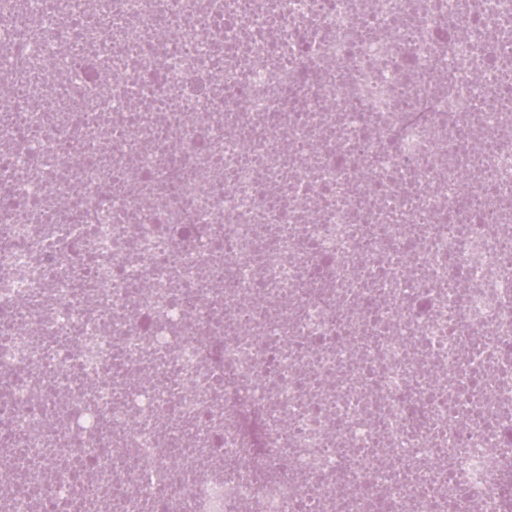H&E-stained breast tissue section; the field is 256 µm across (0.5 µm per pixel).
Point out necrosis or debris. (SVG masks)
Returning <instances> with one entry per match:
<instances>
[{"mask_svg":"<svg viewBox=\"0 0 512 512\" xmlns=\"http://www.w3.org/2000/svg\"><path fill=\"white\" fill-rule=\"evenodd\" d=\"M0 512H512V0H0Z\"/></svg>","mask_w":512,"mask_h":512,"instance_id":"obj_1","label":"necrosis or debris"}]
</instances>
